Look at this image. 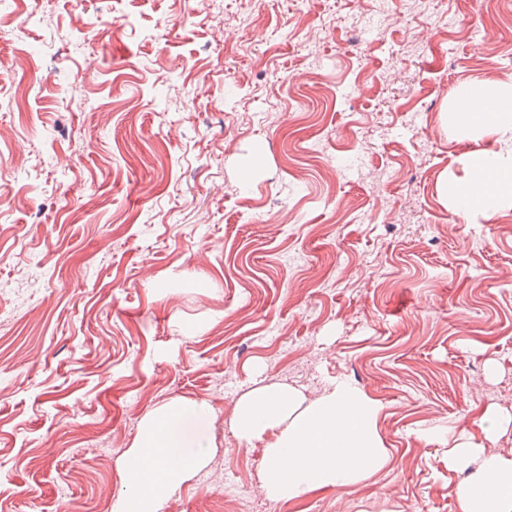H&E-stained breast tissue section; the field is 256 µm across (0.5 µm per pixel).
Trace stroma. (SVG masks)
I'll list each match as a JSON object with an SVG mask.
<instances>
[{"label":"stroma","instance_id":"stroma-1","mask_svg":"<svg viewBox=\"0 0 512 512\" xmlns=\"http://www.w3.org/2000/svg\"><path fill=\"white\" fill-rule=\"evenodd\" d=\"M0 0V512H117L160 405L206 462L160 512L263 481L240 397L347 384L391 463L238 512H456L451 435L512 415V197L459 211L512 126V0ZM365 213L367 222L357 220ZM480 99L488 97L487 105L477 111H464L460 109L465 118L480 125H493L500 122L504 113L512 112V90L508 92L497 82H486Z\"/></svg>","mask_w":512,"mask_h":512}]
</instances>
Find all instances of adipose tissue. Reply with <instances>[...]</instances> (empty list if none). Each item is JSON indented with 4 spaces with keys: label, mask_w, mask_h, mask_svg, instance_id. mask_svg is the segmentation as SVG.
I'll return each instance as SVG.
<instances>
[{
    "label": "adipose tissue",
    "mask_w": 512,
    "mask_h": 512,
    "mask_svg": "<svg viewBox=\"0 0 512 512\" xmlns=\"http://www.w3.org/2000/svg\"><path fill=\"white\" fill-rule=\"evenodd\" d=\"M204 405L166 403L142 424L132 451L122 459L125 494L118 512H160L171 491L208 456L210 439H187L189 414ZM377 410L358 390L337 385L314 401L273 386L253 389L238 403L236 437L250 443L275 432L264 450V489L277 499H300L329 487L362 483L389 461L376 427ZM475 429L458 434L448 467L468 471L455 490L458 512H512V452L493 445L512 418L484 411Z\"/></svg>",
    "instance_id": "1"
}]
</instances>
